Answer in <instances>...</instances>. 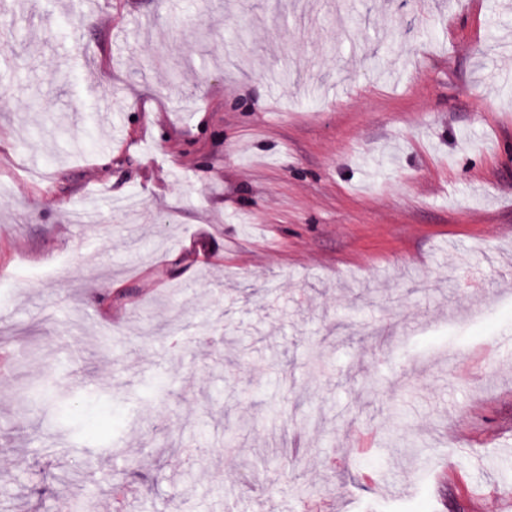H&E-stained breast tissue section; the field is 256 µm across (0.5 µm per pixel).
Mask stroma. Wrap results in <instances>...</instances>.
I'll return each mask as SVG.
<instances>
[{"label": "stroma", "instance_id": "obj_1", "mask_svg": "<svg viewBox=\"0 0 512 512\" xmlns=\"http://www.w3.org/2000/svg\"><path fill=\"white\" fill-rule=\"evenodd\" d=\"M447 2L0 0V512H512V0Z\"/></svg>", "mask_w": 512, "mask_h": 512}]
</instances>
